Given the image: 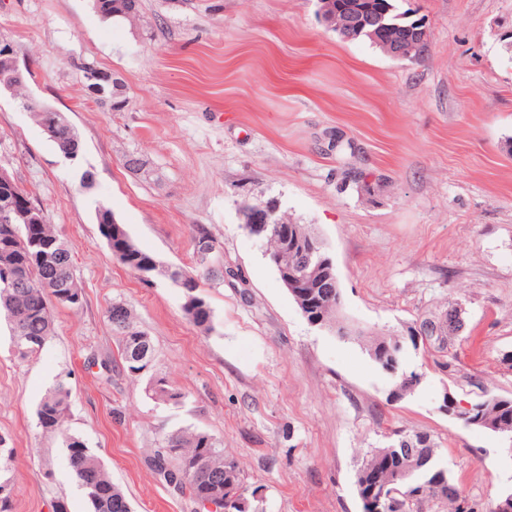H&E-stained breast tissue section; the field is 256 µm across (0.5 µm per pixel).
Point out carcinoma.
Wrapping results in <instances>:
<instances>
[{
	"label": "carcinoma",
	"mask_w": 512,
	"mask_h": 512,
	"mask_svg": "<svg viewBox=\"0 0 512 512\" xmlns=\"http://www.w3.org/2000/svg\"><path fill=\"white\" fill-rule=\"evenodd\" d=\"M385 15V22L393 24L392 34L403 35L402 26L407 24L398 12L395 0H374ZM97 11L106 19L135 21L131 12L141 11L140 0H95ZM114 218L112 211L104 206L97 210L100 236L105 241L112 238ZM307 229L304 224H293L284 213H277L271 231L262 237L266 252L277 255L282 265L295 261L296 252L284 250L283 242L293 244L296 234ZM36 242L41 250L51 257L46 268L31 272L33 286L12 287L9 276L0 268V308L10 324L14 346L22 358L37 355L53 333V308L72 309L75 303L58 297L54 283L69 284L79 288L74 274L70 250L57 235L49 220L41 224H14L12 230H3L0 223V251L8 250L14 267L20 268L28 262V244ZM112 258L132 272H138L155 258L140 250L130 240L126 231L111 250ZM301 291L306 293L305 312L321 327H330L336 318V299L322 294V289L305 283ZM193 309H184L188 319L206 331L211 329L212 310L199 295H193ZM106 320L114 336L118 338L123 367L137 374L141 367L129 360V355L141 343H151L147 334L135 323L132 312L122 303L114 302L106 310ZM371 359L386 374L397 379L396 386L407 380L413 385L421 383L422 375L401 369V357L405 353V339L399 336H374L367 342ZM68 389L58 383L43 398L38 406L40 427L52 434L62 436L68 451V461L75 480L85 490L92 512H129L128 499L120 488L112 483L98 458L80 439L67 434L65 418L68 409ZM464 423L477 419L493 423L497 420L508 426L512 433V397L491 396L480 399L471 410L458 413ZM217 447L212 435L200 430H183L164 436L149 456L148 463L167 484L192 499L210 495L214 491L215 479L210 471L211 449ZM426 455L421 463L396 455L398 443L393 442L366 452L356 470V487L360 499H375L383 487L393 492L389 499L388 512H410L411 506L425 498L448 502L451 512H474L457 505V494L448 493L447 486L434 484L433 474L440 468L439 459L431 442H426ZM218 461L224 464L222 477L227 482L244 486V469L235 460H227L219 454Z\"/></svg>",
	"instance_id": "obj_1"
}]
</instances>
